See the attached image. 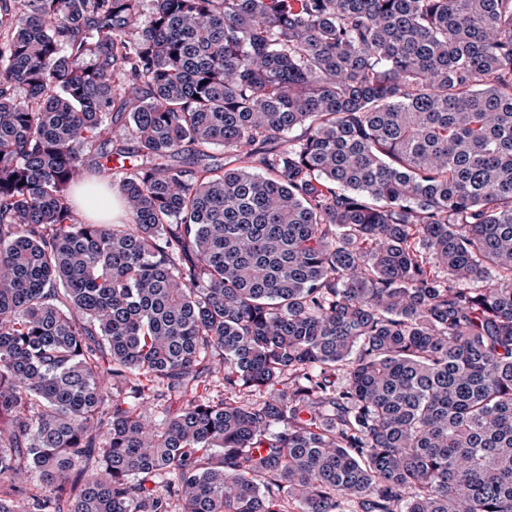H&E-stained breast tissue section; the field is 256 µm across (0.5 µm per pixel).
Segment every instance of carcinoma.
Wrapping results in <instances>:
<instances>
[{
    "label": "carcinoma",
    "instance_id": "carcinoma-1",
    "mask_svg": "<svg viewBox=\"0 0 512 512\" xmlns=\"http://www.w3.org/2000/svg\"><path fill=\"white\" fill-rule=\"evenodd\" d=\"M0 15V512H512V0ZM95 199L97 200V203L92 206L88 205L86 199L83 196L78 200L79 204L83 205L86 209L87 214L90 216L89 219L110 215L114 222L117 194L113 191L112 196H95ZM113 222H105L103 224H114Z\"/></svg>",
    "mask_w": 512,
    "mask_h": 512
}]
</instances>
